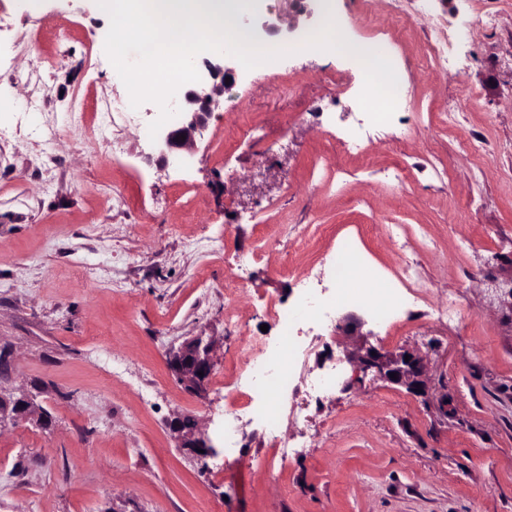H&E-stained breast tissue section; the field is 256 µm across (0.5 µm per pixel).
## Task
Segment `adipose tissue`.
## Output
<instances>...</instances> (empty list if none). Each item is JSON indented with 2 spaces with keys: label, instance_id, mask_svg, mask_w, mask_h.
Wrapping results in <instances>:
<instances>
[{
  "label": "adipose tissue",
  "instance_id": "adipose-tissue-1",
  "mask_svg": "<svg viewBox=\"0 0 512 512\" xmlns=\"http://www.w3.org/2000/svg\"><path fill=\"white\" fill-rule=\"evenodd\" d=\"M322 8L323 18L320 32H327L329 36L328 47L344 55L358 58L369 77L378 87L377 93L365 98V106L376 112L388 111L396 88L391 83L381 45H365L351 39H336V0H322ZM320 32L310 33V40H318Z\"/></svg>",
  "mask_w": 512,
  "mask_h": 512
}]
</instances>
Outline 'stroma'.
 <instances>
[{"mask_svg":"<svg viewBox=\"0 0 512 512\" xmlns=\"http://www.w3.org/2000/svg\"><path fill=\"white\" fill-rule=\"evenodd\" d=\"M16 3L0 0V351L12 361L0 391L33 399L51 425L0 429V512H512V0H430L422 13L401 0L399 38L389 0L368 15L340 0L349 37L390 41L405 76V108L385 112L356 159L336 152L350 121L336 103L363 111L365 77L349 57L298 48L320 22L298 16L274 68H237L188 165L160 162L141 129L113 130L127 89L96 0ZM436 32L450 39L444 68L424 56ZM404 129L413 153L397 184L385 169ZM472 136L489 161L466 149ZM347 237L378 287L397 285L403 260L417 266L408 319L363 318L374 346L425 357L427 395L345 364L319 404L276 395L282 438L306 441L295 456L253 421L239 458L225 457L224 414L253 397L237 382L244 340H273L266 304ZM448 305L460 319L438 321ZM191 336L215 341L203 396L169 364ZM304 342L300 379L354 338L329 325ZM184 416L214 454L179 447L169 424Z\"/></svg>","mask_w":512,"mask_h":512,"instance_id":"obj_1","label":"stroma"}]
</instances>
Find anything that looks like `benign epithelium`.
<instances>
[{
  "instance_id": "obj_1",
  "label": "benign epithelium",
  "mask_w": 512,
  "mask_h": 512,
  "mask_svg": "<svg viewBox=\"0 0 512 512\" xmlns=\"http://www.w3.org/2000/svg\"><path fill=\"white\" fill-rule=\"evenodd\" d=\"M199 81L200 88L188 89L178 93L181 109L180 119L173 126H164L155 146L161 158L184 151L188 154L197 149V142L207 128L212 108L218 104L217 96L224 92L226 79L233 76V69L214 64L206 59ZM213 341L196 336L187 339L171 351L170 366L178 378L191 390L203 396L207 392L208 380L212 368ZM410 359H405V356ZM353 367L371 371L374 377L392 384L403 385L416 393H423L427 385V367L423 358L410 350H381L374 346L358 345L345 356ZM397 374V378L390 374ZM33 413L32 403L25 398H13L0 392V427L7 421L14 423L29 418ZM171 427L178 434L180 447L201 449L204 454L212 452L205 433L189 420L177 419Z\"/></svg>"
}]
</instances>
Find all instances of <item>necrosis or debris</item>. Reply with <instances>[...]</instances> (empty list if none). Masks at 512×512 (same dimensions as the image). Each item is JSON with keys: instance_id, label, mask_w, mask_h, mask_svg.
<instances>
[{"instance_id": "1", "label": "necrosis or debris", "mask_w": 512, "mask_h": 512, "mask_svg": "<svg viewBox=\"0 0 512 512\" xmlns=\"http://www.w3.org/2000/svg\"><path fill=\"white\" fill-rule=\"evenodd\" d=\"M365 258L350 238L343 239L335 253L313 267L292 303L271 306L269 316L279 331L276 344L248 342L249 360L242 378L258 396L250 410L271 442H278L280 416L263 395L268 386L288 388L292 376L287 362L293 359L305 329L324 326L333 321L339 308L353 305L366 307L382 324L394 322L402 307L420 295L419 281L410 265H402L399 287L384 289L381 299H374L372 289L361 283Z\"/></svg>"}]
</instances>
